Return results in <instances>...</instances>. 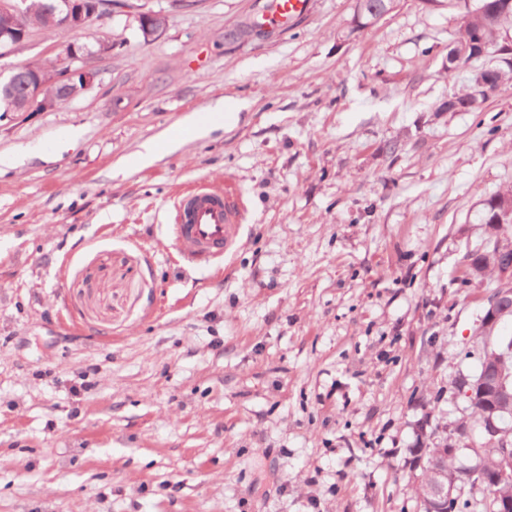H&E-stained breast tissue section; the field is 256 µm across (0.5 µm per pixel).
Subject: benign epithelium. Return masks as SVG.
Masks as SVG:
<instances>
[{
	"instance_id": "1",
	"label": "benign epithelium",
	"mask_w": 512,
	"mask_h": 512,
	"mask_svg": "<svg viewBox=\"0 0 512 512\" xmlns=\"http://www.w3.org/2000/svg\"><path fill=\"white\" fill-rule=\"evenodd\" d=\"M64 7L58 12V26L70 31L78 32L83 30L88 19L84 16L83 10L74 0H63ZM30 32V26L26 22L24 12L14 5L6 2L0 3V48L13 47L24 41ZM95 52L85 46L76 43L71 44L70 60L72 65L63 72L53 77L60 90L57 98L44 97L46 81L36 77L28 83L25 96L16 102V112H43L56 107L59 104L68 102L90 90L97 77V71L89 66V57ZM507 315V309L502 299L495 296L485 309L483 323L489 331L493 332ZM489 403L486 406L489 427L486 433L490 436H497L503 429L495 423L494 416L512 408V393L507 391L503 381L497 379L487 390ZM418 466L425 472L433 474L429 487L428 505L430 512H445L448 500L459 492L456 482L448 481V477H442L435 473L431 460L421 457Z\"/></svg>"
}]
</instances>
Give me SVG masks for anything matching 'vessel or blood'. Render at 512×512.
<instances>
[{
  "label": "vessel or blood",
  "instance_id": "1",
  "mask_svg": "<svg viewBox=\"0 0 512 512\" xmlns=\"http://www.w3.org/2000/svg\"><path fill=\"white\" fill-rule=\"evenodd\" d=\"M310 0H275L263 15L272 30L305 16ZM174 222L166 231L177 252L192 261H208L230 255L242 228L243 213L232 201L229 187L198 183L182 191L173 204Z\"/></svg>",
  "mask_w": 512,
  "mask_h": 512
}]
</instances>
